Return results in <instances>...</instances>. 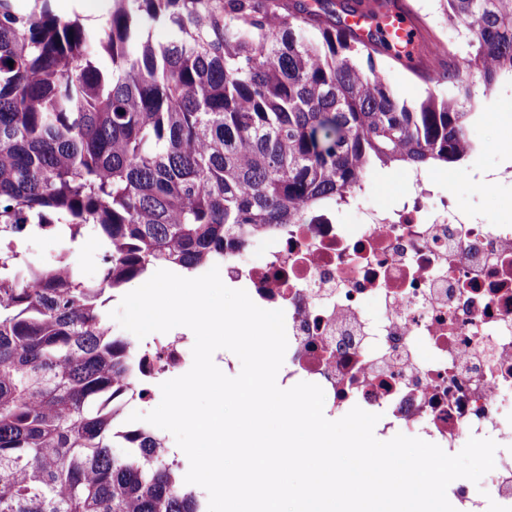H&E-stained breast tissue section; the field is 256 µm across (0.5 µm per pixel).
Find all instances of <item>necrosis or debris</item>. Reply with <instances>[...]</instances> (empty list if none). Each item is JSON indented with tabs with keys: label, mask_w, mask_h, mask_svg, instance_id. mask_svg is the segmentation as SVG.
Wrapping results in <instances>:
<instances>
[{
	"label": "necrosis or debris",
	"mask_w": 512,
	"mask_h": 512,
	"mask_svg": "<svg viewBox=\"0 0 512 512\" xmlns=\"http://www.w3.org/2000/svg\"><path fill=\"white\" fill-rule=\"evenodd\" d=\"M363 200L351 202L359 224L339 223L334 210L289 225L262 264L243 252L225 258L224 280L283 311V385L317 384L327 415L357 406L379 415L382 433L423 434L450 455L470 438L492 439L494 469L453 492L463 512H512V224L435 194L424 172L396 206ZM371 298L383 308L375 322L362 316ZM192 347L183 334L138 352L133 376L145 397L149 378L189 364Z\"/></svg>",
	"instance_id": "1"
}]
</instances>
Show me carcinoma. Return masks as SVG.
<instances>
[{
	"mask_svg": "<svg viewBox=\"0 0 512 512\" xmlns=\"http://www.w3.org/2000/svg\"><path fill=\"white\" fill-rule=\"evenodd\" d=\"M31 2L0 0V512H204L161 436L126 419L137 347L109 303L312 224L375 170L462 162L475 84L448 52L427 77L448 94L392 93L380 55L406 67L412 42L393 51L346 17L397 0H112L96 28ZM441 6L483 91L512 81V0ZM89 232L93 283L71 260ZM41 234L68 248L34 264L22 245Z\"/></svg>",
	"mask_w": 512,
	"mask_h": 512,
	"instance_id": "cac0c4a2",
	"label": "carcinoma"
}]
</instances>
